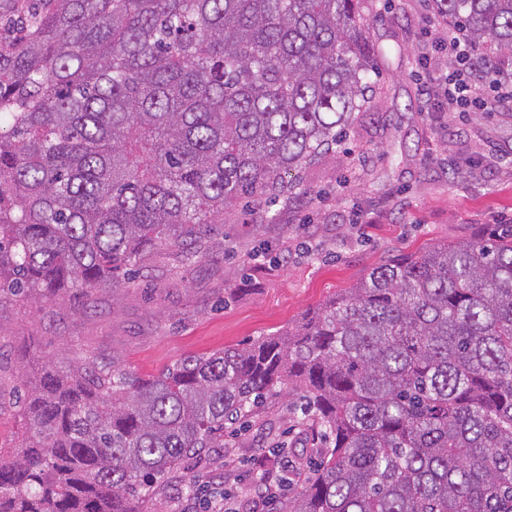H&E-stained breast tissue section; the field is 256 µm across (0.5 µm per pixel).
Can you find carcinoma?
<instances>
[{"label":"carcinoma","mask_w":512,"mask_h":512,"mask_svg":"<svg viewBox=\"0 0 512 512\" xmlns=\"http://www.w3.org/2000/svg\"><path fill=\"white\" fill-rule=\"evenodd\" d=\"M369 0H0V298L82 297L189 259L239 199L371 108ZM512 65V0H431ZM283 392L313 477L276 512H512V225L381 264L272 336L141 377L48 370L5 396L0 512H139ZM22 431V425L14 414L4 409L0 415V445L11 446Z\"/></svg>","instance_id":"obj_1"}]
</instances>
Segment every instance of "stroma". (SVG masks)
<instances>
[{"instance_id":"35a3bbf8","label":"stroma","mask_w":512,"mask_h":512,"mask_svg":"<svg viewBox=\"0 0 512 512\" xmlns=\"http://www.w3.org/2000/svg\"><path fill=\"white\" fill-rule=\"evenodd\" d=\"M379 47L373 107L343 142L293 173L290 198L227 210L206 256L155 252L131 283L96 290L89 304L64 294L45 303L0 300V388L35 377L44 362L66 371L116 361L140 376L283 330L375 266L512 224V104L489 114L431 112L423 91L446 72L451 36L430 0H386L369 14ZM430 65H421L420 53ZM286 396L270 399L224 445L184 459L142 512H205L213 488L242 492L288 463L311 476L316 448Z\"/></svg>"}]
</instances>
